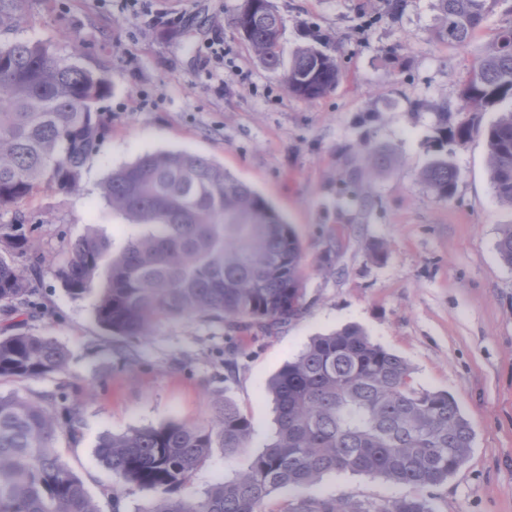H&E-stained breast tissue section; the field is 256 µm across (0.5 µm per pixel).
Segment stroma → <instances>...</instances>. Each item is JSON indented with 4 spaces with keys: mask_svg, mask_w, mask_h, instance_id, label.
Returning a JSON list of instances; mask_svg holds the SVG:
<instances>
[{
    "mask_svg": "<svg viewBox=\"0 0 512 512\" xmlns=\"http://www.w3.org/2000/svg\"><path fill=\"white\" fill-rule=\"evenodd\" d=\"M240 0H13L0 42L38 43L107 81L106 133L77 187H41L0 207V224L23 217L40 264L27 274L38 309L18 331L49 336L68 352L49 377L2 381L0 393L66 396L76 431L54 446L101 512H149L152 502L96 457L107 434L165 422L206 424L218 400L250 421L245 452L214 449L192 491L245 471L274 436L269 379L312 337L347 325L403 357L415 382L453 395L474 431L468 461L434 489L435 512H512V267L496 243L512 208L492 191L482 136L451 138L436 114L465 117L471 64L502 26L499 0L465 47L436 37V0H270L281 15L284 58L317 44L336 57L337 87L315 100L288 93L237 35ZM389 150L391 171L367 170L364 145ZM184 151L220 164L288 221L302 250L305 314L228 337L198 317L162 319L149 335L121 338L96 321L94 295L73 298L56 275L71 244L95 231L121 250L134 234L101 195L112 170L143 154ZM459 172L451 199L420 177L435 156ZM322 498L384 501L405 487L353 473L324 475Z\"/></svg>",
    "mask_w": 512,
    "mask_h": 512,
    "instance_id": "35a3bbf8",
    "label": "stroma"
}]
</instances>
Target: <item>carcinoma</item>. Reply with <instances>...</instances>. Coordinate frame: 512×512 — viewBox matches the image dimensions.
I'll use <instances>...</instances> for the list:
<instances>
[{"instance_id":"obj_1","label":"carcinoma","mask_w":512,"mask_h":512,"mask_svg":"<svg viewBox=\"0 0 512 512\" xmlns=\"http://www.w3.org/2000/svg\"><path fill=\"white\" fill-rule=\"evenodd\" d=\"M498 0H437L440 40L462 47L481 30ZM232 23L263 67L289 94L314 100L342 78L332 56L298 48L284 63L281 17L269 0H241ZM108 93L100 76L59 59L36 43L0 44V206L44 184L77 186L104 134L98 104ZM462 98L474 112L508 108L486 126L469 119L452 135L483 136L494 194L512 207V25L501 29L469 72ZM368 169L393 164L369 148ZM421 177L442 199L458 172L435 159ZM103 197L141 231L120 252L98 235L77 240L57 277L75 298L94 288L98 323L114 336L148 335L160 319L192 315L230 332L271 327L305 312L302 257L291 225L224 167L186 152L146 153L112 171ZM22 224H0V380L40 379L61 371L67 351L56 340L11 332L10 316L32 303L24 268L39 256ZM512 266V224L496 243ZM277 414L274 441L248 470L220 481L202 498L187 494L212 450L250 446L248 418L217 401L208 424L170 422L104 436L100 462L118 479L156 498L151 512H268L277 491L297 492L284 512H434L429 499L407 495L381 502L308 496L323 475L351 472L417 490L443 485L468 460L474 434L457 400L417 385L410 365L373 343L356 325L316 336L269 381ZM78 406L54 397L0 394V512H101L57 452L60 424L73 430Z\"/></svg>"}]
</instances>
